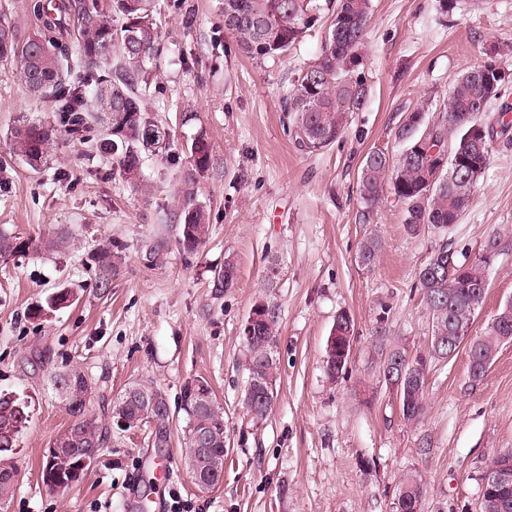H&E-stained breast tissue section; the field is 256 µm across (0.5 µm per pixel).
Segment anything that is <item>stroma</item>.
<instances>
[{
  "label": "stroma",
  "instance_id": "obj_1",
  "mask_svg": "<svg viewBox=\"0 0 512 512\" xmlns=\"http://www.w3.org/2000/svg\"><path fill=\"white\" fill-rule=\"evenodd\" d=\"M219 0H155L162 52L152 62L144 104L174 134L176 158L146 159L137 181L122 178L91 144L58 139L48 163L31 171L13 151L10 131L22 116L46 119L55 107L30 98L17 67L0 62V229L22 237L63 231L58 252L0 259V392L28 406L30 422L15 456L12 496L0 512H129L127 496L147 457L151 428L126 430L109 420L114 399L131 383L161 390L173 426L165 449L170 482L162 500L186 512H396L407 476L420 481L422 512H477L481 477L493 456L512 448V342L503 345L480 383L468 377L466 353L433 363L427 411L407 424L395 393L377 373L374 329L408 356L426 353L431 323L418 269L440 240L474 259L499 234L480 333L512 298V144L497 146L471 206L447 236H412L401 204L359 195L365 153L398 156L395 138L410 113L438 119L450 79L500 48L512 72V0H462L453 18L436 0H372L364 49L368 101L344 137L319 154L295 145L284 112L293 79L313 62L324 27L309 31L287 55L256 60L225 30ZM213 164L194 186L209 215L203 247L186 255L170 244L164 266H147L142 244L173 223L182 197L188 145L199 130ZM379 238L372 266L361 242ZM106 245L126 262L100 296L88 257ZM233 288L214 287L225 261ZM75 302L41 318L31 312L60 289ZM277 313L274 405L255 420L244 402L247 371L241 329L256 302ZM349 312L355 340L338 379L325 371L327 338ZM78 368L94 384L92 412L110 423L109 438L72 488L48 490L41 462L70 417L48 368ZM206 378L224 408V477L199 491L185 464L180 391Z\"/></svg>",
  "mask_w": 512,
  "mask_h": 512
}]
</instances>
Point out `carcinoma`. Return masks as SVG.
I'll list each match as a JSON object with an SVG mask.
<instances>
[{
  "label": "carcinoma",
  "mask_w": 512,
  "mask_h": 512,
  "mask_svg": "<svg viewBox=\"0 0 512 512\" xmlns=\"http://www.w3.org/2000/svg\"><path fill=\"white\" fill-rule=\"evenodd\" d=\"M235 11L224 28L239 48L253 59L281 57L306 33L326 21L320 54L294 80L286 97L285 112L295 143L308 154L333 146L347 129L351 113L361 111L369 89L360 71L364 61L366 29L372 12L371 0H220V12ZM26 27L21 29L0 17V60H14L20 81L33 97L53 99L58 104L54 120L18 121L11 130L16 152L33 171L47 163V149L65 136L72 141H96L99 150L112 156L120 175L136 179L144 160L168 154L174 138L171 131L143 105L149 78L148 63L158 53L161 32L154 18V0H28ZM502 98V88L489 93L478 66H470L450 82L446 111L437 120L417 122L412 113L396 131L405 151L393 158L381 150L367 152L361 161L359 193L368 206L389 187L394 200L405 210V229L418 236L433 229L445 233L459 223L469 209L474 193L489 170L495 143L484 141L475 147L481 128L489 126L486 116L491 104ZM424 141L435 153L409 155L406 150ZM213 147L207 134L197 133L189 146V165L183 172L186 186L211 165ZM447 158L441 180L433 187L424 183V167ZM180 250L193 255L209 234V216L186 192L176 223L170 225ZM65 234L53 238H23L0 232V258L22 252L50 251L60 247ZM382 243L365 239L359 260L370 266ZM494 235L482 252L470 262H461L456 251L443 242L417 273L426 310L432 321L431 337L456 336L454 353L465 348L468 358L497 355L500 346L512 342V301L499 306L485 330L477 336L470 330L481 309L489 268L498 254ZM166 237L142 245L148 266L165 263ZM122 251L100 248L90 256L99 270V291L109 292L112 279L123 267ZM72 301L67 290L46 299L40 310L49 313ZM276 311L267 307L266 322L258 337L246 345V367L266 386L265 400L249 409L262 420L270 413L271 389L276 363L267 361L265 351L273 349ZM52 387L71 417L51 445L61 449V460L52 470L42 468L44 485L54 491L82 473L80 462L90 448H102L109 434L108 424L89 409L92 382L77 369L52 370ZM135 397L122 408L130 421L155 424L152 446L164 448L169 438V412L148 411L139 396L165 404V396L153 387L134 382ZM185 415L183 443L202 465L224 454V410L217 403L210 383L203 377L186 382L181 390ZM403 419L418 423L425 414L426 386L417 384L399 400ZM29 423L27 405L0 393V499L13 493L16 475L12 456L19 436ZM410 506H421L422 486L411 477L404 483ZM480 512H512V490L506 494L487 493Z\"/></svg>",
  "instance_id": "1"
}]
</instances>
